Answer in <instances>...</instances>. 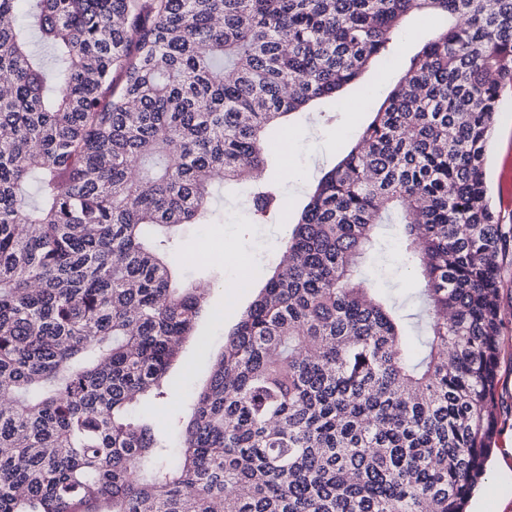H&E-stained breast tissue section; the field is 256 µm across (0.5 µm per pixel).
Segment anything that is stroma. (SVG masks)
Segmentation results:
<instances>
[{
    "label": "stroma",
    "mask_w": 512,
    "mask_h": 512,
    "mask_svg": "<svg viewBox=\"0 0 512 512\" xmlns=\"http://www.w3.org/2000/svg\"><path fill=\"white\" fill-rule=\"evenodd\" d=\"M443 21L436 16H412L405 24L388 61L369 67L358 84L345 88L339 97L313 102L308 115L289 118L291 139L282 129H274L271 143L287 140V153L270 151L266 164L251 175L249 185H229L216 202L219 221L215 224H188L168 244L174 268L190 276L193 286L208 290L210 314L196 328V338L184 344L180 358L170 371L173 385L168 398L142 404L139 410L156 437L173 443L170 416L185 408L190 396L208 380L214 358L225 337L241 314L255 300L278 262L291 234L290 221L296 218L308 195L324 172L331 169L355 143L369 123L373 111L383 102L402 76L405 66ZM293 169H286V160ZM277 184L287 215L262 219L247 204L250 185ZM486 183L492 207L504 225H512V83L501 90L499 112L486 161ZM399 225L382 227L376 250L365 259L363 268L372 287L386 293L408 328V356L420 350L418 331L412 319L420 282L407 268L396 250ZM221 242L244 257L247 266L240 287L227 289V273L222 255H206L209 244ZM500 309L503 318L501 362L495 392V448H512V262L501 272Z\"/></svg>",
    "instance_id": "35a3bbf8"
}]
</instances>
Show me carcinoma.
<instances>
[{
  "instance_id": "carcinoma-1",
  "label": "carcinoma",
  "mask_w": 512,
  "mask_h": 512,
  "mask_svg": "<svg viewBox=\"0 0 512 512\" xmlns=\"http://www.w3.org/2000/svg\"><path fill=\"white\" fill-rule=\"evenodd\" d=\"M412 13L448 24L318 182L172 454L129 416L207 309L168 231L215 223L266 130ZM506 82L512 0H0V512H464L494 435ZM394 222L424 282L415 361L358 280ZM488 197L506 230L512 225V82L501 90L486 161ZM511 200L510 207L507 201Z\"/></svg>"
}]
</instances>
